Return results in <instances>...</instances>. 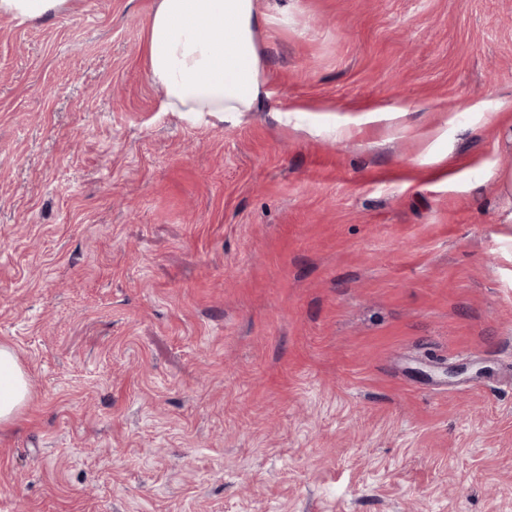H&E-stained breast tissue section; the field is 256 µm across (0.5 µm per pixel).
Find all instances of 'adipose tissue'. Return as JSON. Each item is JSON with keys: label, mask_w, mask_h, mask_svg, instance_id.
Segmentation results:
<instances>
[{"label": "adipose tissue", "mask_w": 512, "mask_h": 512, "mask_svg": "<svg viewBox=\"0 0 512 512\" xmlns=\"http://www.w3.org/2000/svg\"><path fill=\"white\" fill-rule=\"evenodd\" d=\"M71 0H0V18L18 22L69 12ZM259 0H154L145 46L160 108L197 121L252 112L266 92L257 34L268 24ZM30 398L15 351L0 345V426L13 424Z\"/></svg>", "instance_id": "obj_1"}]
</instances>
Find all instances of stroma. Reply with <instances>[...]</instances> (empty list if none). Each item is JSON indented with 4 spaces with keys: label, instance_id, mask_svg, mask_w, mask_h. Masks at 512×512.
<instances>
[{
    "label": "stroma",
    "instance_id": "obj_1",
    "mask_svg": "<svg viewBox=\"0 0 512 512\" xmlns=\"http://www.w3.org/2000/svg\"><path fill=\"white\" fill-rule=\"evenodd\" d=\"M153 3L0 18V512H512V0H261L194 123ZM29 398V379L15 351L0 345V426L13 424Z\"/></svg>",
    "mask_w": 512,
    "mask_h": 512
}]
</instances>
